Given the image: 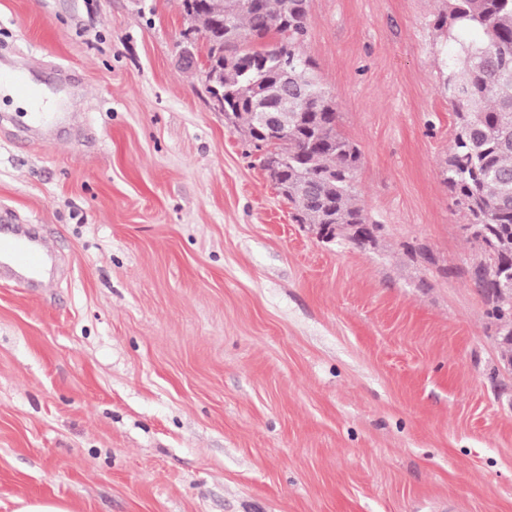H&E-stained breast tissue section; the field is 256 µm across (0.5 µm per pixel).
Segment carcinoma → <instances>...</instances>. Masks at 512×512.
<instances>
[{"mask_svg":"<svg viewBox=\"0 0 512 512\" xmlns=\"http://www.w3.org/2000/svg\"><path fill=\"white\" fill-rule=\"evenodd\" d=\"M245 2L231 5L224 26V49L237 57L224 64V111L249 128L278 99L277 88L260 78L253 62L260 51L240 48L247 40L277 34L276 42L288 46L289 83L312 96L305 106L288 100V135L273 144L288 169L284 197L308 224H321L328 216L336 224L365 223L356 202L358 149L337 131L330 96L311 77V61L300 51L310 23L286 17L285 0H262L258 9ZM447 22L477 29L482 37L460 44V73L448 78L457 122L444 181L471 216L467 229L484 256L476 269L497 322L501 358L512 362V291L497 287L512 278V0H448V14L439 18ZM311 185L318 186L325 206L311 203Z\"/></svg>","mask_w":512,"mask_h":512,"instance_id":"cac0c4a2","label":"carcinoma"}]
</instances>
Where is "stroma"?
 <instances>
[{
    "label": "stroma",
    "mask_w": 512,
    "mask_h": 512,
    "mask_svg": "<svg viewBox=\"0 0 512 512\" xmlns=\"http://www.w3.org/2000/svg\"><path fill=\"white\" fill-rule=\"evenodd\" d=\"M447 11L309 0L360 246L293 219L181 66L179 0H0V50L71 72L90 133L0 105V209L60 257L0 282V512H512V370L442 175Z\"/></svg>",
    "instance_id": "obj_1"
}]
</instances>
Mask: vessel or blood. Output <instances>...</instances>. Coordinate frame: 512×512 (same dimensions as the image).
I'll return each mask as SVG.
<instances>
[{"instance_id": "1", "label": "vessel or blood", "mask_w": 512, "mask_h": 512, "mask_svg": "<svg viewBox=\"0 0 512 512\" xmlns=\"http://www.w3.org/2000/svg\"><path fill=\"white\" fill-rule=\"evenodd\" d=\"M70 85V76L63 74L50 91H43L34 86L28 66L0 61V94L28 102L27 125L30 128L45 131L75 120V113L64 106L65 91ZM47 265L48 252L41 242L10 224L0 225V276L30 285L43 277Z\"/></svg>"}]
</instances>
